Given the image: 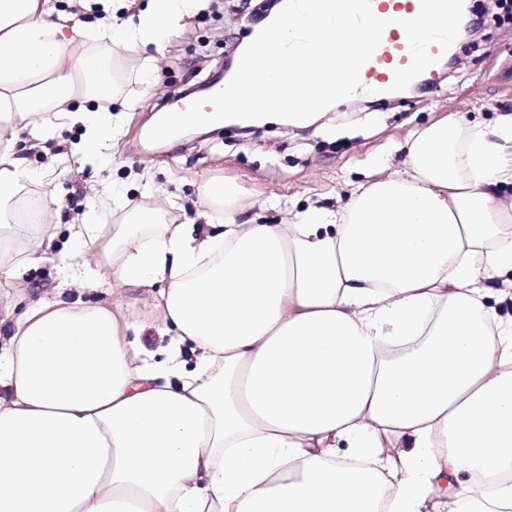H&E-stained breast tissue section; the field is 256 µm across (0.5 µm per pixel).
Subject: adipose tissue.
Returning a JSON list of instances; mask_svg holds the SVG:
<instances>
[{
    "instance_id": "ef3b65f1",
    "label": "adipose tissue",
    "mask_w": 512,
    "mask_h": 512,
    "mask_svg": "<svg viewBox=\"0 0 512 512\" xmlns=\"http://www.w3.org/2000/svg\"><path fill=\"white\" fill-rule=\"evenodd\" d=\"M193 0H148L112 38L150 42ZM51 0H0V140L58 108L98 141V61ZM75 110H68V103ZM512 113L415 131L403 170L337 210L241 223L207 183L218 232L154 209L70 244L125 292L152 289L162 358L121 300L33 301L0 356V512H512ZM28 174L0 154V280L54 250L11 224Z\"/></svg>"
}]
</instances>
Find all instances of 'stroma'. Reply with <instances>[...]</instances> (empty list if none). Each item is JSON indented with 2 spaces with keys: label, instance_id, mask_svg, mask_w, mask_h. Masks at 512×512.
Wrapping results in <instances>:
<instances>
[{
  "label": "stroma",
  "instance_id": "obj_1",
  "mask_svg": "<svg viewBox=\"0 0 512 512\" xmlns=\"http://www.w3.org/2000/svg\"><path fill=\"white\" fill-rule=\"evenodd\" d=\"M469 5L483 21L481 33L459 40L454 67L436 72L425 90L403 100L385 106L380 97L360 94L300 124L270 118L245 135L228 123L146 143L160 113L180 105L186 90L222 65L225 40L241 39L251 26L241 0H198L158 43L113 47L104 68L112 91L98 100L120 117L107 143L87 146L84 128L70 125L59 128L56 139L37 142L24 120H15L14 154L22 168L39 174L23 194L46 198L47 230L60 245L88 210L94 189L110 200L101 224L149 207L171 224L195 222L201 232L206 225L199 212L210 211L217 224L224 219L223 207H208L202 194L212 181L237 185L241 222L280 224L311 207L345 205L369 174L402 169V147L414 131L449 116L490 127L500 112H512V21L502 20L496 0ZM81 260L77 252L64 259L53 252L39 265L19 266L16 281L28 292L0 288V332L9 333L31 301L53 299L64 264Z\"/></svg>",
  "mask_w": 512,
  "mask_h": 512
}]
</instances>
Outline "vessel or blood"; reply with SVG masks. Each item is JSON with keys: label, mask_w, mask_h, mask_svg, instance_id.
<instances>
[{"label": "vessel or blood", "mask_w": 512, "mask_h": 512, "mask_svg": "<svg viewBox=\"0 0 512 512\" xmlns=\"http://www.w3.org/2000/svg\"><path fill=\"white\" fill-rule=\"evenodd\" d=\"M373 13L389 19L381 42L360 72L361 88L383 95L393 81L395 69L409 66L411 52L401 20L414 17L420 10V0H370Z\"/></svg>", "instance_id": "b4317fda"}]
</instances>
